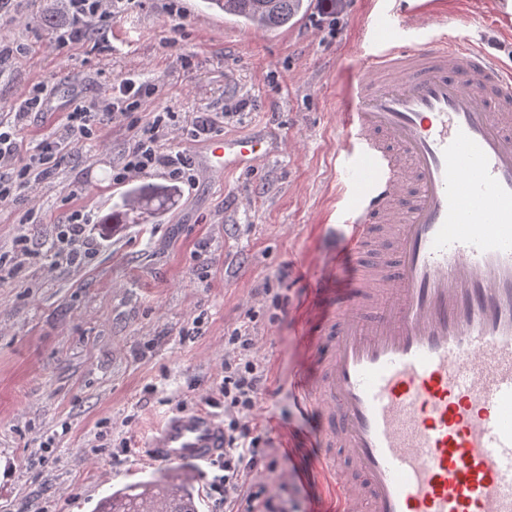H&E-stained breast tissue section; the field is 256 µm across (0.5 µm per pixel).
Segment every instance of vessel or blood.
<instances>
[{
    "mask_svg": "<svg viewBox=\"0 0 512 512\" xmlns=\"http://www.w3.org/2000/svg\"><path fill=\"white\" fill-rule=\"evenodd\" d=\"M338 124L336 239L359 263L318 275L314 372L297 387L318 423L317 478L336 512H512V70L456 33L411 40L375 20ZM276 148L261 132L210 141L209 174ZM146 457L224 455V425L178 411Z\"/></svg>",
    "mask_w": 512,
    "mask_h": 512,
    "instance_id": "1",
    "label": "vessel or blood"
}]
</instances>
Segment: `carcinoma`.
<instances>
[{
    "instance_id": "obj_1",
    "label": "carcinoma",
    "mask_w": 512,
    "mask_h": 512,
    "mask_svg": "<svg viewBox=\"0 0 512 512\" xmlns=\"http://www.w3.org/2000/svg\"><path fill=\"white\" fill-rule=\"evenodd\" d=\"M208 10L222 12L245 26L261 30L288 27L306 11L304 0H202ZM176 194L173 186H145L127 191L118 205L120 212L110 221L120 223L123 217L138 211L157 214L165 202ZM166 495L165 512H197L195 489L190 481L164 483L148 480L139 486L122 488L103 498L95 512H149L146 495L151 491Z\"/></svg>"
}]
</instances>
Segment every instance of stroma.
Here are the masks:
<instances>
[{
    "mask_svg": "<svg viewBox=\"0 0 512 512\" xmlns=\"http://www.w3.org/2000/svg\"><path fill=\"white\" fill-rule=\"evenodd\" d=\"M200 0H132L108 34L57 50L58 0H12L0 42L25 52L0 67V114L37 83L52 95L18 137L29 154L56 140L72 99L99 100L131 75L155 85L139 122L174 112L167 149L198 156L186 125L220 112L222 134L267 129L280 141L249 170L196 169L163 212L107 226L127 186L112 168L135 135L116 121L64 146L55 175L18 206H0V512H93L113 489L174 474L144 463L150 431L180 409L211 407L224 378V338L253 329L266 388L251 418L267 469L247 482L285 512H328L304 479L317 451L294 388L312 369L303 336L307 291L336 249V123L348 75L392 0H308L290 28L248 27ZM420 38L444 30L491 45L512 69V30L498 0H433ZM99 239L83 265L50 256L69 209ZM36 223H22L26 210ZM26 247H17V239Z\"/></svg>",
    "mask_w": 512,
    "mask_h": 512,
    "instance_id": "35a3bbf8",
    "label": "stroma"
}]
</instances>
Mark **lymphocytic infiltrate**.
<instances>
[{
    "label": "lymphocytic infiltrate",
    "mask_w": 512,
    "mask_h": 512,
    "mask_svg": "<svg viewBox=\"0 0 512 512\" xmlns=\"http://www.w3.org/2000/svg\"><path fill=\"white\" fill-rule=\"evenodd\" d=\"M69 22L57 31L55 45L65 49L82 41L90 29L107 30L113 18L124 11L129 0H66ZM43 86L37 85L25 96L18 111L9 118L0 117V204H19L24 192L32 185L47 180L59 165L52 144L38 147L28 158H21L18 130L30 114L41 111L47 104ZM151 84L134 78L124 79L111 96L86 105H75L68 112L59 136L65 143H77L94 131L122 118L131 119L143 97L152 94ZM170 117L155 113L153 119L139 126L135 140L112 171V179L122 183L155 168L166 169L176 182L195 180L192 157L174 153L165 147ZM89 219L79 209L72 210L64 224L58 225L55 247L67 256L71 264L79 265L87 258L83 246L89 241ZM256 338L250 329H234L227 338L224 355V380L220 392L224 397V456L215 461L216 472L212 489L221 505L231 507L241 494L260 501L264 512H277L270 500L260 499L258 492H246L244 472L258 469L264 458L255 449L250 420L258 399L265 389L266 373L263 364L254 356Z\"/></svg>",
    "instance_id": "1"
}]
</instances>
